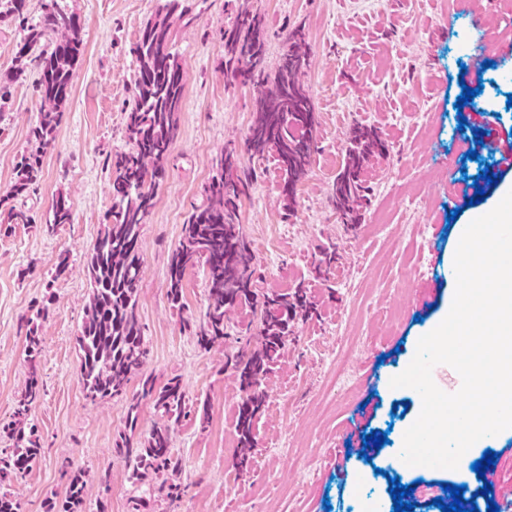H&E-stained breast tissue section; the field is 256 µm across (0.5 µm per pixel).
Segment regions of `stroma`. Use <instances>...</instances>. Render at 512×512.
<instances>
[{"label": "stroma", "mask_w": 512, "mask_h": 512, "mask_svg": "<svg viewBox=\"0 0 512 512\" xmlns=\"http://www.w3.org/2000/svg\"><path fill=\"white\" fill-rule=\"evenodd\" d=\"M165 0H60L84 23V52L54 145L30 192L16 204L32 221L0 234V424L10 422L26 385V341L20 324L38 304L43 391L29 423L42 456L9 490L20 512H46L62 501L69 475L62 461L86 473V508L105 500L109 512H131L148 484L133 483L112 443L126 426L128 404L143 378L164 385L178 378L190 402H207L208 418H187L173 436L185 487L176 505L155 498L151 512H395L391 478L413 485V512H440L435 498L456 478L442 468L405 469L402 437L421 406L407 388H391L432 331L455 290L452 254L458 229L493 210L512 188V162L499 143L512 137V0H255L268 34V67H276L289 33L300 31L308 57L300 79L317 116V151L286 215L273 159L259 160L244 144L260 86L224 73L222 33L230 23L224 0H192L175 29L185 72L178 136L167 175L142 231L137 310L149 349L125 395L90 402L83 393L76 336L88 302L85 264L112 205L111 159L127 150L125 114L134 104L136 63L130 53L146 21ZM35 66L0 100V190L10 187L20 155L34 149L39 120ZM477 92L463 108V88ZM492 112L493 142L480 143L479 114ZM377 129L390 146L365 177L370 206L356 230L340 224L332 182L345 158L350 128ZM256 179L240 206V230L251 244L260 291L305 284L318 317L298 322L267 386L256 424L257 446L247 472L236 473L235 412L242 395L225 368L228 348L245 344L249 314L227 320L224 344L205 350L181 321H202L207 307L202 267L188 269L180 307L167 298L171 251L189 214L206 202L204 187L225 148ZM474 150L478 159H467ZM500 169L484 184L481 203L447 222L449 188L467 189L484 166ZM74 220L54 235L41 226L58 195ZM339 258L322 288L311 267L322 248ZM68 269L56 275L59 257ZM406 405L405 414L394 408ZM386 434L382 448L363 436ZM497 452L484 476L466 479L465 500L488 512L512 494V431L489 437ZM110 471L108 486L98 475ZM489 496H481L483 483Z\"/></svg>", "instance_id": "obj_1"}]
</instances>
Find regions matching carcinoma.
I'll return each instance as SVG.
<instances>
[{"instance_id":"obj_1","label":"carcinoma","mask_w":512,"mask_h":512,"mask_svg":"<svg viewBox=\"0 0 512 512\" xmlns=\"http://www.w3.org/2000/svg\"><path fill=\"white\" fill-rule=\"evenodd\" d=\"M192 6L191 0H165L132 48L138 73L135 104L127 113L130 147L111 162L113 202L87 260L89 300L77 337L83 390L92 402L124 394L130 378L142 369L148 355L137 314L141 231L155 206V187L164 176V164L178 134L185 73L173 51V37L176 23L191 14ZM225 6L233 21L224 30V73L251 83L266 66L263 22L253 0H225ZM1 16L14 18L23 37L16 51L19 65L6 78H0V98L8 95L10 82L23 76L29 60L40 70L36 92L41 103L40 119L31 131L37 147L18 158L14 181L9 190L0 194V232H5L13 224L31 222V217L10 201L36 183L43 153L55 141L69 101L73 70L83 52V27L80 18L60 7L58 0H46L43 13L36 19L29 18L26 0H0ZM307 56L305 40L297 34L290 35L269 86L256 102L245 139L251 156L262 159L270 153L275 155L282 176L281 193L289 209L314 152L315 112L310 94L299 80ZM388 151L387 141L377 131L361 125L350 130L345 162L332 185L341 223L356 225L359 210L370 202L365 169L373 158ZM238 164L233 150L225 151L217 161L219 173L205 189L207 204L191 213L184 224L182 240L169 256L167 295L173 305H178L186 270L203 264L208 304L195 336L205 350L228 337V313L245 310L260 315L255 343L226 355L232 362V380L242 393L234 430L236 447L240 448L238 465L244 467L248 453L255 447L254 427L266 401L267 384L288 336L297 320L311 317L316 309L301 288L291 293H258L250 244L239 227V203L252 175H240ZM71 223L72 206L60 194L51 205L43 231L52 236L59 226ZM335 266L336 250H323L314 266L315 278H325ZM21 328L25 330L29 374L16 401L13 420L6 427L13 448L0 457V484L25 475L41 457L37 430L24 425L41 397L42 338L31 318L22 322ZM141 397L153 402L163 422L155 425L148 436L137 437L139 399H133L128 406L126 429L112 445V456L125 464L134 481L140 483L150 476L156 479L148 496L134 499L133 512H149L150 501L155 497L172 503L182 497V464L172 453V435L174 428L190 415L176 378L159 388L151 379H145ZM85 490L83 472H70L65 500L59 506L50 504L47 512H82Z\"/></svg>"}]
</instances>
